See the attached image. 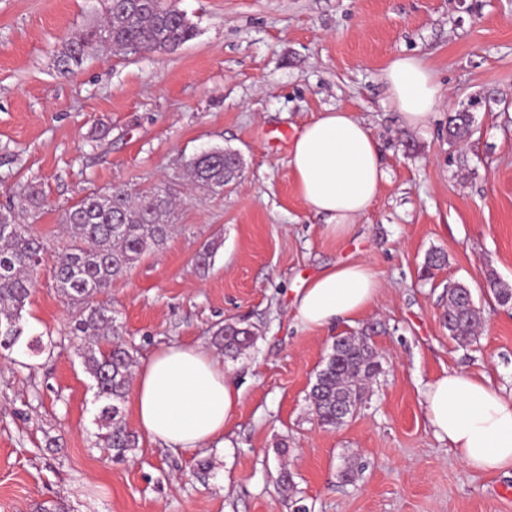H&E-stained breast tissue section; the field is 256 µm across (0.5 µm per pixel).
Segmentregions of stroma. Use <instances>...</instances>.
Segmentation results:
<instances>
[{
  "label": "stroma",
  "instance_id": "1",
  "mask_svg": "<svg viewBox=\"0 0 512 512\" xmlns=\"http://www.w3.org/2000/svg\"><path fill=\"white\" fill-rule=\"evenodd\" d=\"M195 35L171 51H109L69 72L56 56L96 24L101 0H0V208H22L48 247L23 312L24 340L0 354V512H512V474L469 470L435 438L427 385L456 370L512 396V0H177ZM423 56L447 90L428 126L391 107L383 72ZM354 113L385 164L377 198L332 235L300 197L290 138L320 113ZM468 109L474 134L448 140ZM105 139L93 140L96 129ZM238 151L240 178L212 193L184 183L176 230L115 280L122 338L146 362L243 321L253 346L226 361L242 389L223 445L175 451L148 437L126 458L98 443L99 403L70 334L79 314L55 286L65 209L97 189L172 179L182 158ZM221 240L210 267L194 258ZM446 266L425 270L427 254ZM340 262H363L382 290L354 324L296 327L294 290ZM481 311L468 344L444 326L446 288ZM369 333L382 372L343 426L326 428L309 393L337 335ZM52 337L53 354L25 345ZM363 469L342 477L344 458ZM288 466L293 491L278 470Z\"/></svg>",
  "mask_w": 512,
  "mask_h": 512
}]
</instances>
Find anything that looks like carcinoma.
Returning a JSON list of instances; mask_svg holds the SVG:
<instances>
[{
	"label": "carcinoma",
	"instance_id": "carcinoma-1",
	"mask_svg": "<svg viewBox=\"0 0 512 512\" xmlns=\"http://www.w3.org/2000/svg\"><path fill=\"white\" fill-rule=\"evenodd\" d=\"M194 36L190 20L167 0H107L106 21L68 38L57 57V66L69 71L101 47L115 54H129L137 46L144 53L174 50ZM473 132V115L464 110L448 116V140L462 143ZM195 185L213 193L238 179L243 164L239 156L221 147L213 153H196L179 164ZM179 175L162 186L137 192L116 187L87 194L62 214L68 244L58 255L54 272L56 288L71 303L81 306L72 334L77 351L95 382L100 402L97 417L103 447L113 457L125 458L139 447L138 435L125 419V402L132 383L137 350L121 339L112 306L90 299L112 287L145 254L160 251L174 229L175 186ZM28 210L37 213L43 196L30 183L23 192ZM46 243L32 225L16 221L12 209L0 210V349L10 350L23 335L22 311L29 299ZM494 299L512 303V288L489 273ZM481 322L470 289L462 283L448 286L444 324L459 342L475 337ZM254 342V332L242 322L218 327L212 343L227 358L235 359ZM382 369L379 356L367 337L345 336L333 342L331 353L317 372L309 400L319 423L339 428L362 404L368 383Z\"/></svg>",
	"mask_w": 512,
	"mask_h": 512
}]
</instances>
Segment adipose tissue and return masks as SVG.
<instances>
[{"mask_svg": "<svg viewBox=\"0 0 512 512\" xmlns=\"http://www.w3.org/2000/svg\"><path fill=\"white\" fill-rule=\"evenodd\" d=\"M389 101L403 122L427 125L443 88L425 59L400 55L384 72ZM298 191L308 209L324 216L332 234H346L374 202L384 161L371 130L354 114L322 113L299 131L290 150ZM370 267L338 263L296 291L293 319L306 329L351 324L380 293ZM241 392L222 362L204 347L171 344L137 372L132 406L139 428L174 450L206 447L231 424ZM434 436L448 442L474 471L512 469V399L487 379L450 371L423 393Z\"/></svg>", "mask_w": 512, "mask_h": 512, "instance_id": "ef3b65f1", "label": "adipose tissue"}]
</instances>
